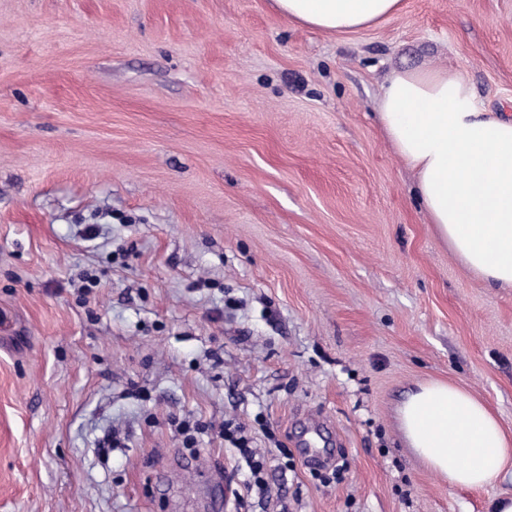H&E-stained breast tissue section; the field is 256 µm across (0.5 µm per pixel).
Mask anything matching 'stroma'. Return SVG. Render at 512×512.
<instances>
[{
	"label": "stroma",
	"instance_id": "stroma-1",
	"mask_svg": "<svg viewBox=\"0 0 512 512\" xmlns=\"http://www.w3.org/2000/svg\"><path fill=\"white\" fill-rule=\"evenodd\" d=\"M419 66L512 116V0H401L344 35L273 0H0V512L512 494L449 488L398 425L443 379L512 432V288L459 265L379 125ZM175 416L210 424L196 452ZM221 436L224 437L225 442H229L233 448H238L241 454L246 455L247 463L249 465L252 482L248 485V490H252L256 486L260 491L264 492L266 489V482L264 479V462L252 457L249 448H251V439L245 434V429L240 425H226L221 431Z\"/></svg>",
	"mask_w": 512,
	"mask_h": 512
}]
</instances>
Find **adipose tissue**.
<instances>
[{
  "label": "adipose tissue",
  "instance_id": "1",
  "mask_svg": "<svg viewBox=\"0 0 512 512\" xmlns=\"http://www.w3.org/2000/svg\"><path fill=\"white\" fill-rule=\"evenodd\" d=\"M285 18L345 34L395 14L401 0H274ZM378 120L415 175L417 197L438 238L483 283L512 288V116L478 111L458 69L392 72ZM406 445L456 489L512 479V435L470 390L418 384L397 409Z\"/></svg>",
  "mask_w": 512,
  "mask_h": 512
}]
</instances>
